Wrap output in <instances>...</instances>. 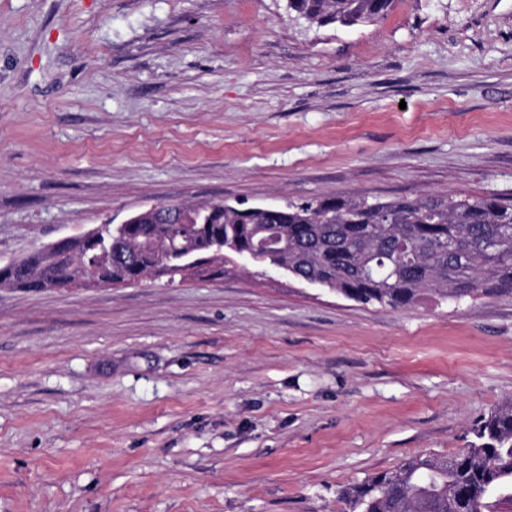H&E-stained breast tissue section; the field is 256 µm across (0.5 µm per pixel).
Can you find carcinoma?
<instances>
[{
  "label": "carcinoma",
  "mask_w": 512,
  "mask_h": 512,
  "mask_svg": "<svg viewBox=\"0 0 512 512\" xmlns=\"http://www.w3.org/2000/svg\"><path fill=\"white\" fill-rule=\"evenodd\" d=\"M393 0H286L288 14L308 26L345 27L386 16ZM160 224H98L84 258L112 246V278L139 279L146 268L130 255L137 245L161 246L163 274L180 275L178 256H205L224 241V258L250 251L252 265H285L319 278L364 305L403 308L425 291L460 299L480 288L512 293V205L497 198L425 194L390 200L315 196L268 212L258 205L224 208L209 202L172 231ZM51 265L30 257L32 272L0 268V286L34 290L35 273ZM476 441L450 455L415 456L394 472L351 487L352 512H484L490 491L512 482V406L497 408L473 429Z\"/></svg>",
  "instance_id": "cac0c4a2"
}]
</instances>
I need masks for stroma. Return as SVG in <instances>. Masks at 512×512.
Segmentation results:
<instances>
[{"mask_svg":"<svg viewBox=\"0 0 512 512\" xmlns=\"http://www.w3.org/2000/svg\"><path fill=\"white\" fill-rule=\"evenodd\" d=\"M446 192L512 203V0H0V265L156 203ZM508 403L495 290L0 288V512H350ZM394 0H286L288 14L308 26L345 27L386 16Z\"/></svg>","mask_w":512,"mask_h":512,"instance_id":"35a3bbf8","label":"stroma"}]
</instances>
